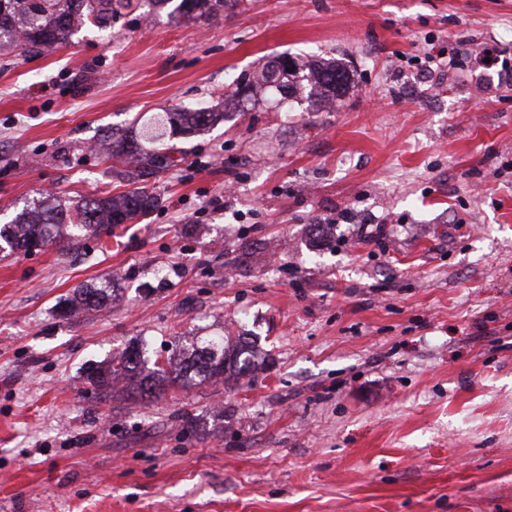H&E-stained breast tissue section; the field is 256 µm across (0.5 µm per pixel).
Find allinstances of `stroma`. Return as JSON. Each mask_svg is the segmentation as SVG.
<instances>
[{
	"label": "stroma",
	"instance_id": "1",
	"mask_svg": "<svg viewBox=\"0 0 512 512\" xmlns=\"http://www.w3.org/2000/svg\"><path fill=\"white\" fill-rule=\"evenodd\" d=\"M433 45L453 65L427 80ZM281 56L344 60L355 89L225 110ZM197 103L224 120L143 145L182 157L150 216L0 252V512H512V0H236L2 47L0 223L127 190L100 140ZM194 336L265 362L95 397L89 368ZM175 5L170 17L187 18L189 20L206 19L211 16L217 15L220 11L224 10V5H227V0H179ZM108 298L109 295L105 289L85 285L77 288L74 291L72 298L67 299L62 312L68 314L80 309H94L106 303Z\"/></svg>",
	"mask_w": 512,
	"mask_h": 512
}]
</instances>
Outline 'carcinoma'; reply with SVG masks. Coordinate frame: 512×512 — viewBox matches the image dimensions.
<instances>
[{
	"instance_id": "obj_1",
	"label": "carcinoma",
	"mask_w": 512,
	"mask_h": 512,
	"mask_svg": "<svg viewBox=\"0 0 512 512\" xmlns=\"http://www.w3.org/2000/svg\"><path fill=\"white\" fill-rule=\"evenodd\" d=\"M146 1L162 7L171 0H0V45L8 42L24 52L39 53L45 47H58L70 42L71 37L87 23L100 31L112 28L120 10L140 7ZM227 0H179L170 13L174 18L206 19L224 10ZM236 85L233 96L242 97L256 85L276 88L292 95L304 91L307 98L322 107L345 95L353 86L352 71L337 61L300 63L291 61L286 76H277V63L265 65L257 76ZM222 112L207 108L167 110L151 128L142 133L150 140L164 136H189L207 129ZM112 156L131 161L138 159V144L124 133L112 132L108 137ZM156 198L143 187H134L117 196L94 193L77 202L75 213L64 208L51 194L37 199L22 210L8 224L0 225V241L10 251L33 253L67 236L72 247L78 249L83 241L147 215L156 205ZM107 291L92 286L76 289L66 301L63 312L90 310L107 302ZM141 363V352L129 349L112 360L102 373L90 379L97 389L116 381L134 377ZM258 369L256 351L246 342H240L229 351L211 340L202 348H193L189 354L179 352L176 362L167 367H155L152 373L140 379L135 387L141 399L155 395L168 377L180 385L198 376L212 380L219 376L239 378Z\"/></svg>"
}]
</instances>
